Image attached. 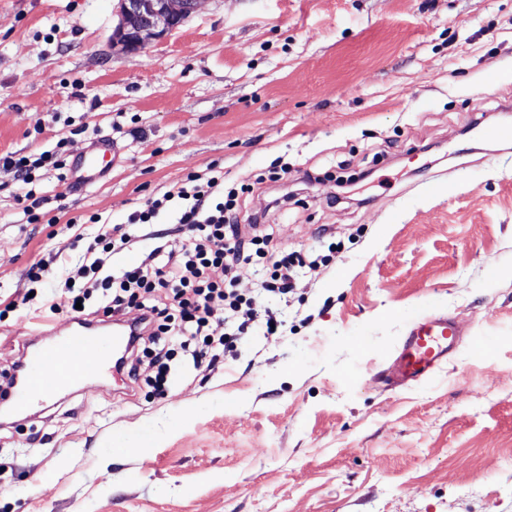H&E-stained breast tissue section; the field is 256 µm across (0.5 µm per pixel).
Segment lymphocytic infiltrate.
I'll return each mask as SVG.
<instances>
[{"mask_svg":"<svg viewBox=\"0 0 512 512\" xmlns=\"http://www.w3.org/2000/svg\"><path fill=\"white\" fill-rule=\"evenodd\" d=\"M173 200L180 203L178 237L158 242L140 263L113 274V255L154 224ZM287 202L284 196L273 199L266 210L255 213L248 237L237 222L236 194L224 189L223 171L187 176L184 186L132 212L127 226L100 225L86 247L84 264L65 281L66 287L77 290V306L70 309V316L86 321L101 313L123 319L130 348L119 358V370L130 383L144 382L165 394L176 354L174 342L193 344L195 366L209 368L220 358L225 338L220 311L233 312L245 326L257 323L264 335L279 333L276 316L258 318L251 301L211 280L209 272L220 267L230 279L239 264L254 259L267 266L265 290L288 294L297 255L273 258L265 250L270 239L268 212Z\"/></svg>","mask_w":512,"mask_h":512,"instance_id":"f902f5d3","label":"lymphocytic infiltrate"}]
</instances>
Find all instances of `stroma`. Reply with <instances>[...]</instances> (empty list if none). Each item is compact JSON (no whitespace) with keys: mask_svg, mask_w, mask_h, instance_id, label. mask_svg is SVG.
<instances>
[{"mask_svg":"<svg viewBox=\"0 0 512 512\" xmlns=\"http://www.w3.org/2000/svg\"><path fill=\"white\" fill-rule=\"evenodd\" d=\"M118 20V0H0V155L120 149L84 186L0 170V302L33 295L0 320V371L44 298L68 320L34 260L215 163L239 224L289 194L274 248L326 263L285 299L241 264L281 334L231 332L167 395L106 374L1 425L0 512H512V140L486 134L512 127V0H200L135 53ZM30 190L59 200L54 239L21 221ZM430 314L461 327L454 353L387 386Z\"/></svg>","mask_w":512,"mask_h":512,"instance_id":"stroma-1","label":"stroma"}]
</instances>
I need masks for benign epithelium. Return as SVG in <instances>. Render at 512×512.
Returning a JSON list of instances; mask_svg holds the SVG:
<instances>
[{
    "label": "benign epithelium",
    "mask_w": 512,
    "mask_h": 512,
    "mask_svg": "<svg viewBox=\"0 0 512 512\" xmlns=\"http://www.w3.org/2000/svg\"><path fill=\"white\" fill-rule=\"evenodd\" d=\"M200 0H121L118 42L130 51L151 38L178 30L196 12Z\"/></svg>",
    "instance_id": "obj_1"
}]
</instances>
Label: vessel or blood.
Masks as SVG:
<instances>
[{
	"label": "vessel or blood",
	"mask_w": 512,
	"mask_h": 512,
	"mask_svg": "<svg viewBox=\"0 0 512 512\" xmlns=\"http://www.w3.org/2000/svg\"><path fill=\"white\" fill-rule=\"evenodd\" d=\"M115 153V142L101 139L72 162L74 182L99 180ZM41 336L49 341V348L29 354L25 373L9 394L14 408L22 413L32 412L36 405L53 401L87 378L105 372L110 366L108 351L118 352L127 346L121 327L99 328L80 319L71 320L67 334L50 329ZM459 339V326L447 317L431 316L415 322L388 370L390 381L404 385L428 378L447 362Z\"/></svg>",
	"instance_id": "b4317fda"
}]
</instances>
